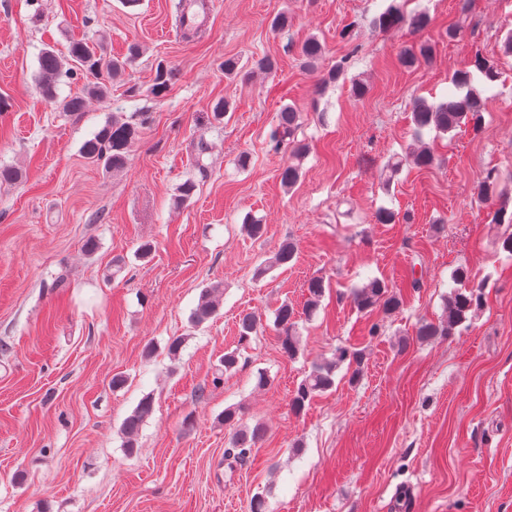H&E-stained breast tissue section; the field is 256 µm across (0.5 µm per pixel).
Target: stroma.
<instances>
[{
	"instance_id": "obj_1",
	"label": "stroma",
	"mask_w": 512,
	"mask_h": 512,
	"mask_svg": "<svg viewBox=\"0 0 512 512\" xmlns=\"http://www.w3.org/2000/svg\"><path fill=\"white\" fill-rule=\"evenodd\" d=\"M387 4L210 0L188 40L172 0H0V165L22 172L0 183V512H249L257 494L268 512H512V254L501 247L512 227L488 223L473 196L491 169L512 190V0H411L431 17L417 34L376 30ZM281 11L288 26L276 31ZM452 26L462 40H449ZM311 37L325 53L310 69L299 47ZM76 39L115 57L133 42L143 53L107 96L70 113L40 95L38 54ZM419 43L432 46L431 63L402 66L401 49ZM477 52L501 73L472 79L490 101L480 131L427 133L437 164L385 183L389 159L416 144L414 100L445 99ZM262 54L277 59L274 73L225 76L224 59ZM160 61L175 77L158 95ZM339 62L344 79L318 90ZM355 81L365 97L352 96ZM223 98L231 110L217 121ZM287 105L310 145L291 189L279 178L288 154L270 143ZM132 112L147 120L126 166L89 163L83 143ZM200 137L211 150L199 158ZM189 179L197 189L178 204ZM382 206L398 222L374 223ZM250 216L265 225L261 238L245 234ZM287 239L295 259L256 278ZM460 266L484 284L483 307L454 335L418 340V321L442 316ZM409 274L419 288H406ZM317 276L329 289L300 320L291 359L273 311L284 300L302 307ZM374 276L403 289L399 313L351 303V288ZM212 285L219 311L192 326ZM244 311L263 327L242 344ZM339 345L364 350L362 376L338 369L333 390L291 412L296 385ZM230 351L240 362L226 373ZM146 396L154 411L130 453L120 426ZM238 405L268 432L232 467L220 417Z\"/></svg>"
}]
</instances>
